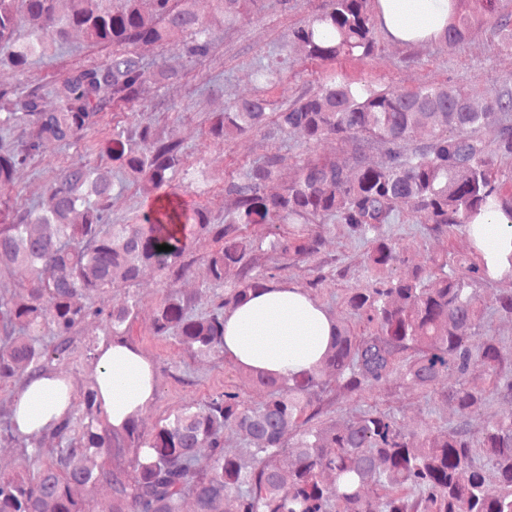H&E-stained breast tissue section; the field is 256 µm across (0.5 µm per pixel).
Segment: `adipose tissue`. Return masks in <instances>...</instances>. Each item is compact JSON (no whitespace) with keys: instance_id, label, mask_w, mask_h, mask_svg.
Segmentation results:
<instances>
[{"instance_id":"ef3b65f1","label":"adipose tissue","mask_w":512,"mask_h":512,"mask_svg":"<svg viewBox=\"0 0 512 512\" xmlns=\"http://www.w3.org/2000/svg\"><path fill=\"white\" fill-rule=\"evenodd\" d=\"M388 34L401 41L440 35L448 24V0H380ZM326 312L298 289L268 286L224 319V352L241 366L270 376L313 367L334 336ZM97 386L113 428L120 429L149 405L156 392L152 365L122 342L103 345L96 355ZM72 395L60 378L46 373L27 381L15 410L20 431L34 434L60 421Z\"/></svg>"}]
</instances>
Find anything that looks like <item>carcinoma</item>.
I'll use <instances>...</instances> for the list:
<instances>
[{
  "mask_svg": "<svg viewBox=\"0 0 512 512\" xmlns=\"http://www.w3.org/2000/svg\"><path fill=\"white\" fill-rule=\"evenodd\" d=\"M0 0V49L24 71L48 44L64 45L74 30L108 50L98 63L69 69L54 88L58 108L46 111L37 91L0 89V129L23 128L11 148L0 149V186L56 143H76L96 127L113 103L133 99L146 81L172 85L181 71L165 64L148 68L134 51L140 43L163 44L170 35L188 36L187 53L196 63L212 52L200 0ZM210 14L230 29L259 0H207ZM372 0H325L311 18L291 30L306 57L315 62L364 59L376 48L378 15ZM453 13L442 40L463 42L471 20L489 16L497 31L512 39V10L499 0H451ZM30 34L17 35L20 23ZM283 65L257 70L258 81L277 84ZM500 116L497 139L477 131ZM286 135L303 132L314 142L333 136L351 142L353 165L304 159L295 179L268 194L284 157L273 152L242 167L224 181L235 198L225 224L211 222L205 208L177 197L155 200L131 224L109 215L112 167L79 163L61 170L39 204L0 224V271L23 267L29 273L16 297L0 296V383L19 370L32 378L54 356L68 352L82 324L95 319L117 336L133 319L136 300L111 309L97 307L92 295L134 285L145 270L164 274L193 243L212 238L218 248L205 256L214 285L228 268L239 276L209 312H195L190 300L168 291L156 308L154 332L174 337L192 352L224 351V314L265 287L266 276L244 263L255 241L242 233L256 224H308L316 217L347 226L368 246L365 261L374 271L405 262L385 227L395 204L410 202L433 230L470 228L489 212L512 224V193L495 173L496 159H512V80L498 97L476 109L471 97L448 84L412 90H376L331 73L317 90L289 107L270 111L264 96L243 99L216 115L210 135L217 140L252 131ZM429 140L410 146L416 133ZM383 149L386 162L374 165L367 152ZM109 160L140 182L152 196L183 169L181 145L160 139L150 124L130 134L112 130ZM166 244L171 251H159ZM318 236L302 231L278 236L271 248L282 257L308 259L320 250ZM408 277H378L353 288L347 306L357 316L358 336L338 327L318 364L292 377L262 373L249 377L263 399L248 405L222 391L188 406L143 433L132 419L121 431L108 422L97 385L51 427L56 447L26 437L30 466L0 472V512H94L76 487L107 485L112 498L99 512H182L190 498L194 512H512V416L486 422L479 440L471 436L467 414L480 396L466 384L472 368L483 369L490 391L512 398V350L482 331L484 306L474 282H490L484 252L460 259L431 260ZM355 394L399 373L409 384L429 389L444 373L458 386L445 394L460 420L445 434L407 432L396 416L370 409L340 425H313L329 393L324 372ZM233 429L253 446L246 466L224 452V431ZM140 452L127 466L128 448ZM210 449L206 461L197 455ZM378 492L369 496L365 486Z\"/></svg>",
  "mask_w": 512,
  "mask_h": 512,
  "instance_id": "cac0c4a2",
  "label": "carcinoma"
}]
</instances>
